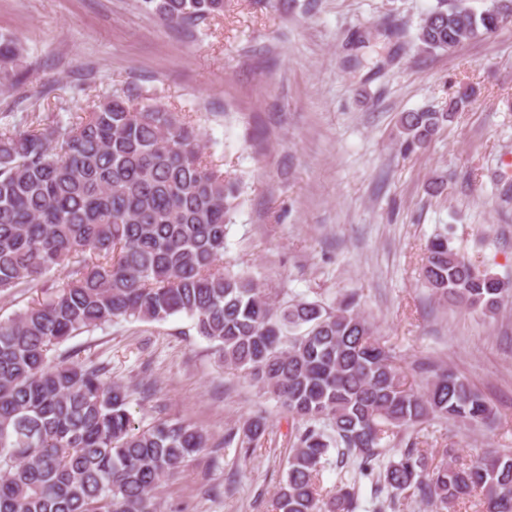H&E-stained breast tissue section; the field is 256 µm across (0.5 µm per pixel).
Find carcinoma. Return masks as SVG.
Returning <instances> with one entry per match:
<instances>
[{"mask_svg":"<svg viewBox=\"0 0 512 512\" xmlns=\"http://www.w3.org/2000/svg\"><path fill=\"white\" fill-rule=\"evenodd\" d=\"M166 24L194 26L224 0H144ZM512 18V0L476 13L438 0L422 19L427 51L449 52L491 36ZM17 43L0 35V84L16 87ZM473 95L448 111L399 118L401 146L425 147ZM237 181L208 159L190 115L104 97L74 120L0 126V292L21 284L41 297L0 321V512H157L154 490L207 446L195 425H136L130 386L105 366L57 347L114 318L194 320L224 365L271 394L291 418V453L277 512H356L358 477L394 497L441 509L478 496L483 512H512V453L490 450L467 467L435 461L404 433L434 423L482 426L493 409L444 366L415 390L350 299L336 307L275 300L224 266ZM62 282L47 284L51 271ZM435 300L494 314L512 284L474 265L438 234L422 268ZM267 419H247L238 445L254 448ZM395 456L383 461L390 451ZM356 471L324 491L331 454Z\"/></svg>","mask_w":512,"mask_h":512,"instance_id":"cac0c4a2","label":"carcinoma"}]
</instances>
